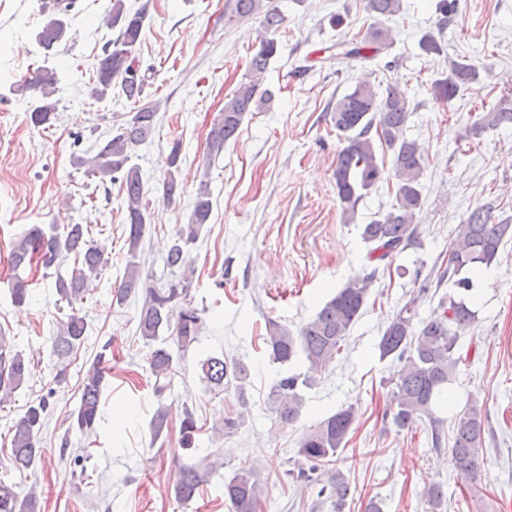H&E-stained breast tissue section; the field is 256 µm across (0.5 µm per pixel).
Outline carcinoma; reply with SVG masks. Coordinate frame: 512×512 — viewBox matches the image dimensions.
Returning <instances> with one entry per match:
<instances>
[{
    "label": "carcinoma",
    "instance_id": "cac0c4a2",
    "mask_svg": "<svg viewBox=\"0 0 512 512\" xmlns=\"http://www.w3.org/2000/svg\"><path fill=\"white\" fill-rule=\"evenodd\" d=\"M111 5L102 18L109 30L118 31L104 46L102 55L93 67V86L90 96L101 100L112 92L114 82H120L123 96L136 104L131 118L120 132L98 147L91 157L76 158L77 165L87 167V174L100 181L121 180L120 190L127 204L129 259L122 287L116 300L144 290L145 297L139 312L137 331L150 347L147 363L154 378V388L160 394L169 385L173 374V356L167 347L158 344L164 329H173L178 347L187 349L198 339L203 320L198 309L187 302L189 280L194 269L188 261L189 248L208 223L212 203L208 179L202 178L196 191L188 223L177 230V240L170 247L166 265L181 271L179 280L166 288L143 286L137 249L145 232L143 183L138 165L132 163L134 150L150 138L156 129L158 104L141 103L144 78L134 67L135 53L143 39L146 13L141 9L130 12L125 0H110ZM59 17L48 20L36 34V43L44 56L57 51L69 39L70 27L66 15L75 7V0H59ZM366 9L376 17H393L400 12L401 0H367ZM440 14L437 32L423 35L420 50L426 55H441L444 30L452 22L451 4L439 0ZM233 17L237 21L260 19L262 34L258 49L249 62L250 77L240 83L224 101V108L214 120L207 137L208 155L217 156L235 136L249 112L261 110L270 102L271 94L261 89L263 73L279 50L276 33L283 23L280 12L265 0H235ZM393 44L392 30L379 22L369 25L360 40H339L331 46L341 53L371 62ZM479 77V67L463 60H448V75L433 82V94L440 101H451L467 84ZM58 74L43 67L25 81L22 89L35 98L30 120L36 126L51 122L56 103ZM416 107L406 93L388 87L379 93L368 80H362L331 106L333 127L344 136L338 151L334 180L336 195L345 221H355L357 207L366 192L382 180L384 166L377 160V149L392 152V168L396 178L395 203L391 210L368 224L362 225L361 236L369 245L367 259L375 264L364 275L348 280L297 333L269 319L265 325L264 343L269 360L285 366L298 356L304 357L309 369L317 373L330 365L347 340L352 327L363 314L370 296L378 265L388 264L404 253L418 239L416 212L422 207L420 177L425 168L423 153L416 141L405 136L407 122ZM512 126V101L504 98L465 128L464 137L479 138L488 129ZM181 144L173 143L167 157V176L163 197L171 203L180 190ZM492 204L474 208L465 222L457 225L455 238L448 248V264L438 275V282L448 281L458 289L457 296L441 300L437 310L420 328L413 326L414 313L406 306L389 322L377 344L382 359L392 357L399 363L391 390L392 422L406 428L417 421L429 420L434 448L442 446L440 426L436 416L448 385L456 377L460 358L456 352L463 336L476 320L470 291L474 278L496 259L501 245L512 239V224L492 222ZM74 256V267L63 275L56 274L55 289L60 299L69 304L84 298L88 282L97 277L106 263L105 250L89 236L81 224H68L63 229L34 224L11 245L9 265L13 271L12 301L20 306L30 296V277L21 273L33 268L45 270L55 266L62 257ZM87 325L82 317L70 315L58 327L53 339V354L61 364L70 363L84 343ZM112 345L102 346L87 369L81 387L80 401L73 416L77 427L88 431L101 420V394L106 373L112 368ZM204 381L212 391H233L241 408L249 405L246 364L224 356H210L201 363ZM29 374V363L15 349L9 338L0 332V404L9 401ZM311 381L301 375L279 374L269 386L267 402L277 421L284 425L296 423L305 401L299 386ZM46 402L27 408L11 427V464L24 473L40 455L38 432ZM356 419L355 408L348 406L322 419L303 434L297 455L304 466L287 471L300 484L318 485V496L331 500L334 512H342L349 495V483L344 474L333 468L336 456ZM242 423V413L228 415L214 427V433L230 435ZM487 415L483 407L470 404L454 418L452 465L460 470L477 473L483 451ZM207 470L201 465L185 467L176 481L178 500L187 503L200 493ZM224 499L231 512H260L261 490L253 469L242 466L224 482ZM0 512H41L40 495L32 490L19 496L16 485L0 479Z\"/></svg>",
    "mask_w": 512,
    "mask_h": 512
}]
</instances>
